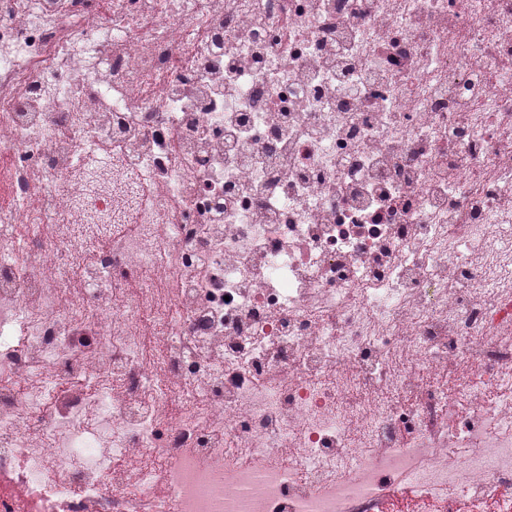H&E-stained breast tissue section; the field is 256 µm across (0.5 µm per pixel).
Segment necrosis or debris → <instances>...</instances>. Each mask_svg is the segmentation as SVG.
I'll list each match as a JSON object with an SVG mask.
<instances>
[{"mask_svg":"<svg viewBox=\"0 0 512 512\" xmlns=\"http://www.w3.org/2000/svg\"><path fill=\"white\" fill-rule=\"evenodd\" d=\"M403 504L512 512V0H0V512Z\"/></svg>","mask_w":512,"mask_h":512,"instance_id":"1","label":"necrosis or debris"}]
</instances>
